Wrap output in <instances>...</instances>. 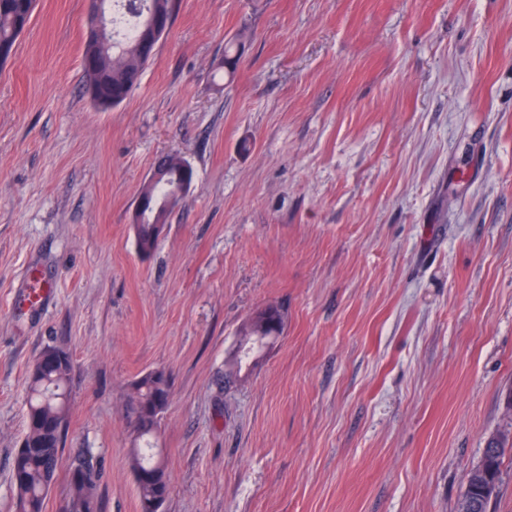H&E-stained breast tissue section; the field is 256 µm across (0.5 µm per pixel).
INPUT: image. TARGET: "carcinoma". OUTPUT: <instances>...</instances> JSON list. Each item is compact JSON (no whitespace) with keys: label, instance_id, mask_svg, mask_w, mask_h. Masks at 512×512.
<instances>
[{"label":"carcinoma","instance_id":"carcinoma-1","mask_svg":"<svg viewBox=\"0 0 512 512\" xmlns=\"http://www.w3.org/2000/svg\"><path fill=\"white\" fill-rule=\"evenodd\" d=\"M36 0H0V61L8 59L20 34L29 23L35 10ZM135 14L125 10L117 11L109 22L93 32L86 43L85 52L93 56L102 75L108 77V88L95 101L103 106H114L127 99L137 86L145 65L139 50V28ZM168 182L143 184L138 199L144 205L148 223L136 224L135 236L138 252L148 257L155 250L159 235L153 224L167 222L170 210L165 207L170 186L191 178L185 171L187 162L175 155L166 156ZM274 313L258 315L248 321L242 330V359L262 351L285 328V314L272 307ZM71 371V358L49 364L41 370L32 371L27 399L26 432L14 459L12 481L16 491L17 512H44L45 499L56 472L70 463L63 462L61 444L67 422V404L61 399ZM171 396L170 376L163 370L149 372L133 384L127 407L134 415L136 440L144 444L133 448L130 465L134 474H143L146 480L136 484L140 510L145 503L169 495L167 462L155 445L152 437L159 424L153 419L154 413H163ZM489 454L471 473L480 475L490 485L489 493H483L475 482L466 485V492L460 504V512H489L490 505L500 493L501 465L505 449L512 443L501 441L488 444ZM79 463L86 474L78 479H68L69 500L76 503L97 504L99 470L92 457L77 455L71 463Z\"/></svg>","mask_w":512,"mask_h":512}]
</instances>
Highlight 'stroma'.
I'll return each instance as SVG.
<instances>
[{"instance_id": "obj_1", "label": "stroma", "mask_w": 512, "mask_h": 512, "mask_svg": "<svg viewBox=\"0 0 512 512\" xmlns=\"http://www.w3.org/2000/svg\"><path fill=\"white\" fill-rule=\"evenodd\" d=\"M87 35L85 0H38L0 62V512L50 346L98 512H139L126 405L155 370L164 512H459L512 433V0H174L107 109ZM168 154L195 183L144 258ZM35 266L54 291L14 314ZM269 305L283 335L236 367ZM165 160L167 161V166L164 165L163 162H159L154 168L155 179L159 181L153 183L150 181L145 182L138 195L139 202L142 201L144 205V214L147 215L148 219V223L141 224L140 212L143 206L136 209L134 220L135 236L138 252L143 257H149L152 254L159 239V235L154 232L153 224L150 223L154 222L157 227H162L161 224H158L159 222L166 224L168 215L173 209L170 207L178 203L176 205L177 207L184 201L193 187V184H191L190 187H188L187 184V180L191 179L192 174L186 173L185 166L191 169L195 177V172L189 163L175 155H168ZM167 167L168 183H163L160 179L165 177ZM185 178H187V180L182 186L168 197L167 207L170 209H167L165 202L170 186L174 185L176 182L185 180Z\"/></svg>"}]
</instances>
